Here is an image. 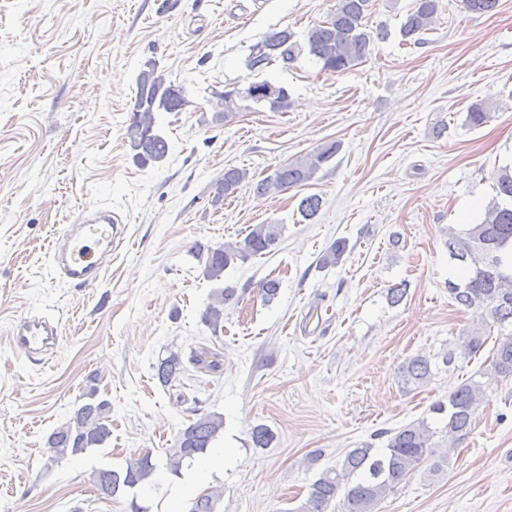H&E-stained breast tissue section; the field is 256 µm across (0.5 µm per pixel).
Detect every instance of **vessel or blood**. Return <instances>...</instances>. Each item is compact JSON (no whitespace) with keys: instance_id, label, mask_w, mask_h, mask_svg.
I'll use <instances>...</instances> for the list:
<instances>
[{"instance_id":"1","label":"vessel or blood","mask_w":512,"mask_h":512,"mask_svg":"<svg viewBox=\"0 0 512 512\" xmlns=\"http://www.w3.org/2000/svg\"><path fill=\"white\" fill-rule=\"evenodd\" d=\"M125 230L117 210L106 207L69 215L51 247L52 264L60 279L83 287L94 286L112 256V246ZM60 336L57 325L41 316L24 318L11 344L26 358L53 352Z\"/></svg>"}]
</instances>
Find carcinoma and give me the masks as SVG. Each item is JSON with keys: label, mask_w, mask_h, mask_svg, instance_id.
<instances>
[{"label": "carcinoma", "mask_w": 512, "mask_h": 512, "mask_svg": "<svg viewBox=\"0 0 512 512\" xmlns=\"http://www.w3.org/2000/svg\"><path fill=\"white\" fill-rule=\"evenodd\" d=\"M370 0H336V5L326 18L312 26L306 37V46L295 39L288 29L270 32L251 50L248 66L253 71H263L275 62L285 65L294 63L302 50H307L320 65L331 74L351 71L364 63L371 55L374 35L366 30L365 13ZM437 0H415L413 8L401 25L404 39L417 42L429 30L437 14ZM268 81L249 84L247 96H234L230 87L224 96H213L212 121L218 124L232 121L239 113L260 103L253 98L266 94ZM188 104L187 90L166 80L149 65L136 78V91L132 104V120L127 137L135 162L146 167L164 160L168 143L158 131V114L180 112ZM260 104L273 112H286L291 107L288 89L276 87L272 98ZM490 112L483 104H476L467 113L471 126H480L489 119ZM339 144L329 141L317 149L279 165L272 174L259 180L255 193L259 197L275 195L290 188L306 185L338 152ZM248 179L245 169L230 168L218 183L215 201L233 195L240 184ZM322 206L321 198L308 195L298 205L299 213L306 219L314 218ZM276 224H254L246 236L236 242L225 243L208 249L204 271L208 279L221 281L224 271L239 262L262 256L272 250L278 241ZM448 256L459 262L461 274L458 281L448 280V293L465 308L481 310L486 324L461 330L458 347L463 357L477 355L489 338L487 325L498 327L490 365L504 378L512 377V268L506 266L502 253L512 246V167L504 168L495 182V196L485 208L483 218L469 228L448 231ZM348 248L344 239L333 242L322 255L324 266H334ZM280 289V281L267 278L258 285V295L266 302L274 299ZM233 288L221 289L213 303L202 313L201 321L212 332L223 328L224 304L234 300ZM190 361L207 372H218L223 363L219 354L201 347L192 352ZM181 358L172 354L155 366V377L163 386H170L183 373ZM432 376L430 358L417 354L406 359L400 370L401 384L405 388L418 387ZM484 399L482 386L468 379L448 394V402L438 401L430 411L447 414L448 435L461 434L471 428L474 415ZM109 403L95 400V391L87 393V401L74 412L68 425L56 430L48 438L51 460L81 453L102 444L110 431L106 421ZM223 418L215 414L198 417L176 436L174 447L166 453L165 469L174 476L181 475L183 464L205 453L223 428ZM436 431L426 420H421L388 432L385 448L378 449L366 442L350 450L341 465L328 468L310 486L302 512H328L339 493H344L345 512H374L378 503L404 479L409 477L421 462L434 455ZM274 434L263 425L254 427L252 443L257 448L267 447ZM157 465L147 454L130 460L121 470H99L94 481L105 497L120 491L140 488L151 482ZM357 480H352V477ZM216 495L207 493L197 496L189 512H215Z\"/></svg>", "instance_id": "cac0c4a2"}]
</instances>
